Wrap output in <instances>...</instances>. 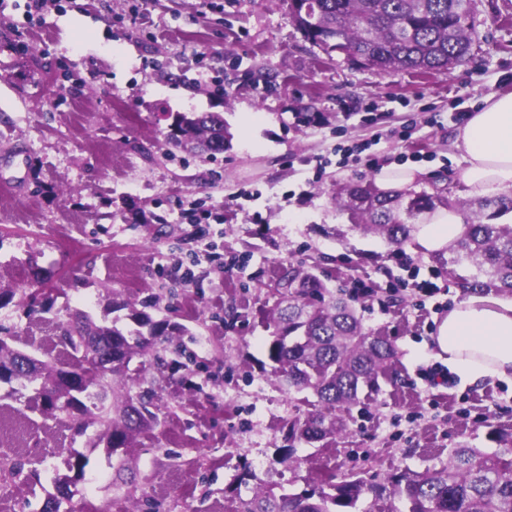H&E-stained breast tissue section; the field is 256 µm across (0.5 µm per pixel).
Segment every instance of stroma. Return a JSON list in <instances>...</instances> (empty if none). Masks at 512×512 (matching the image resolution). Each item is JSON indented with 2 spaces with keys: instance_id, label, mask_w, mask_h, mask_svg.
<instances>
[{
  "instance_id": "35a3bbf8",
  "label": "stroma",
  "mask_w": 512,
  "mask_h": 512,
  "mask_svg": "<svg viewBox=\"0 0 512 512\" xmlns=\"http://www.w3.org/2000/svg\"><path fill=\"white\" fill-rule=\"evenodd\" d=\"M477 38L451 72L419 75L327 57L293 24L286 0H48L26 18L0 0V325L39 359L62 361L58 326L88 315L132 329L128 304L154 299V320L184 326L147 356L133 390L155 393L157 426L138 439L134 487L112 483L105 448L0 382V465L38 461L28 485L0 481V512H38L67 450L87 454L78 482L102 512L129 496L159 512H241L249 486L297 493L350 468L381 483L394 471L491 452L512 432V381L452 374L430 385L431 341L463 294L413 244L394 252L349 228L343 184L376 177L337 146H367L382 166L417 165V190L479 206L458 178L457 112L512 93V0H475ZM218 112L222 153L166 141L169 114ZM316 266L327 288L368 289L366 331L397 349L378 393L362 397L330 442L281 463L302 394L272 374L264 319L285 264ZM50 311L25 313L34 282ZM179 359V371L167 363Z\"/></svg>"
}]
</instances>
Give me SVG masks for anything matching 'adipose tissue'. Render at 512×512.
Here are the masks:
<instances>
[{
	"label": "adipose tissue",
	"instance_id": "adipose-tissue-1",
	"mask_svg": "<svg viewBox=\"0 0 512 512\" xmlns=\"http://www.w3.org/2000/svg\"><path fill=\"white\" fill-rule=\"evenodd\" d=\"M463 158L459 178L469 197L512 193V93L486 99L453 135ZM466 231L463 212L438 209L415 225L412 239L424 255L449 254ZM432 345L449 369L473 381L512 378V299L475 293L441 319Z\"/></svg>",
	"mask_w": 512,
	"mask_h": 512
}]
</instances>
